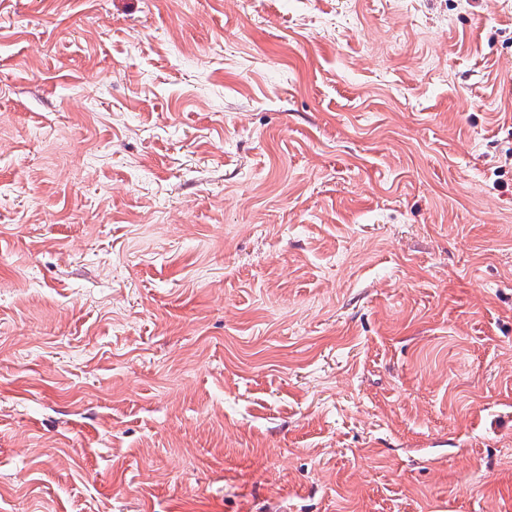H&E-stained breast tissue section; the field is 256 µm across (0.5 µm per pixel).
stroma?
I'll return each instance as SVG.
<instances>
[{"instance_id": "stroma-1", "label": "stroma", "mask_w": 512, "mask_h": 512, "mask_svg": "<svg viewBox=\"0 0 512 512\" xmlns=\"http://www.w3.org/2000/svg\"><path fill=\"white\" fill-rule=\"evenodd\" d=\"M0 512H512V0H0Z\"/></svg>"}]
</instances>
